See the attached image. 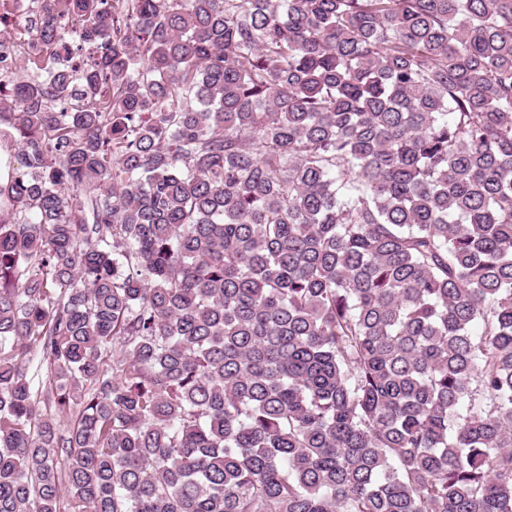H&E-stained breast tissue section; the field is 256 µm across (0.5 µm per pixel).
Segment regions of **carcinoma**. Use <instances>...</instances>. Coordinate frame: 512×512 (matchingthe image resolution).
<instances>
[{
  "instance_id": "obj_1",
  "label": "carcinoma",
  "mask_w": 512,
  "mask_h": 512,
  "mask_svg": "<svg viewBox=\"0 0 512 512\" xmlns=\"http://www.w3.org/2000/svg\"><path fill=\"white\" fill-rule=\"evenodd\" d=\"M17 60L0 512H512V0H53Z\"/></svg>"
}]
</instances>
